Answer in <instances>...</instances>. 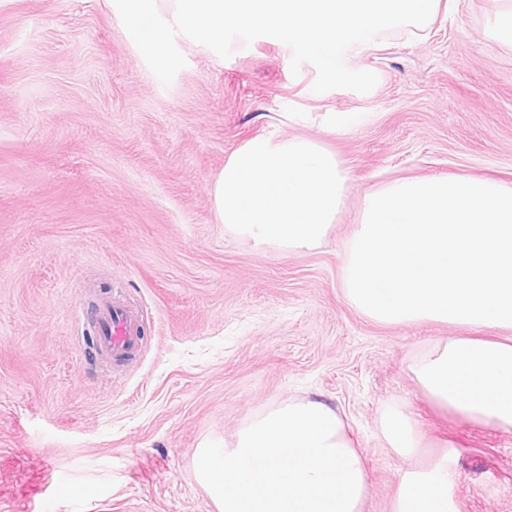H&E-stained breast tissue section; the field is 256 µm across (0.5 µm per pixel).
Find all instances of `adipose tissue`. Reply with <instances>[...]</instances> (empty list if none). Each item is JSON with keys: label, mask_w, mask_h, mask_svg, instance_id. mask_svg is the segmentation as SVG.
Here are the masks:
<instances>
[{"label": "adipose tissue", "mask_w": 512, "mask_h": 512, "mask_svg": "<svg viewBox=\"0 0 512 512\" xmlns=\"http://www.w3.org/2000/svg\"><path fill=\"white\" fill-rule=\"evenodd\" d=\"M409 370L427 396L464 419L512 432V339L453 338L418 352ZM382 433L394 452L412 459L421 436L398 408L382 415ZM453 450L430 464L404 470L391 512H454L449 496Z\"/></svg>", "instance_id": "1"}]
</instances>
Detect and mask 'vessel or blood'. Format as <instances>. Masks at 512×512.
Wrapping results in <instances>:
<instances>
[{"label": "vessel or blood", "instance_id": "obj_1", "mask_svg": "<svg viewBox=\"0 0 512 512\" xmlns=\"http://www.w3.org/2000/svg\"><path fill=\"white\" fill-rule=\"evenodd\" d=\"M92 322L100 357H124L137 351L143 328V315L137 307L115 298L104 299L96 304Z\"/></svg>", "mask_w": 512, "mask_h": 512}]
</instances>
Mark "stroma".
Wrapping results in <instances>:
<instances>
[{
  "label": "stroma",
  "instance_id": "35a3bbf8",
  "mask_svg": "<svg viewBox=\"0 0 512 512\" xmlns=\"http://www.w3.org/2000/svg\"><path fill=\"white\" fill-rule=\"evenodd\" d=\"M497 0H440L421 27L352 46L367 93L313 90L271 37L223 59L176 36L162 84L105 0L0 8V512H217L192 470L259 411L317 398L343 413L368 470L362 512H390L410 465L381 432L388 404L450 443L456 512H512V433L436 405L408 366L422 347L504 329L384 325L344 290L364 199L388 181L512 185V46ZM257 135L305 136L349 180L316 249L259 251L217 224L210 189ZM141 308L132 360L103 361L77 303Z\"/></svg>",
  "mask_w": 512,
  "mask_h": 512
}]
</instances>
